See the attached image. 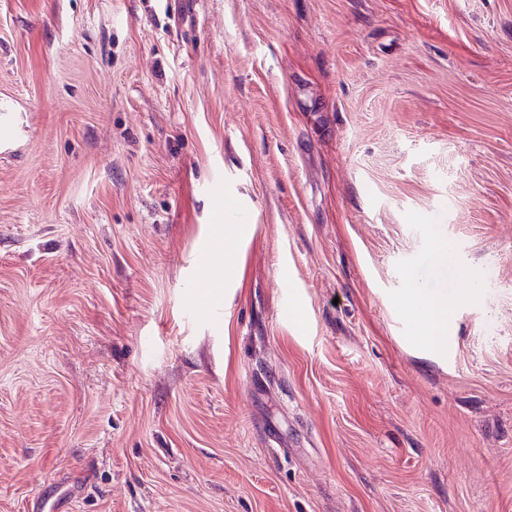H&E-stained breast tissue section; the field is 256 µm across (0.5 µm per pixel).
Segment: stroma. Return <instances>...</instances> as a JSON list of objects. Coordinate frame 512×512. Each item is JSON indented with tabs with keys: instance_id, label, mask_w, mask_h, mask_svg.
I'll return each instance as SVG.
<instances>
[{
	"instance_id": "stroma-1",
	"label": "stroma",
	"mask_w": 512,
	"mask_h": 512,
	"mask_svg": "<svg viewBox=\"0 0 512 512\" xmlns=\"http://www.w3.org/2000/svg\"><path fill=\"white\" fill-rule=\"evenodd\" d=\"M0 105V512H512V0H0ZM419 325L422 341L429 347H439L448 333V299L424 298L411 290L402 299Z\"/></svg>"
}]
</instances>
